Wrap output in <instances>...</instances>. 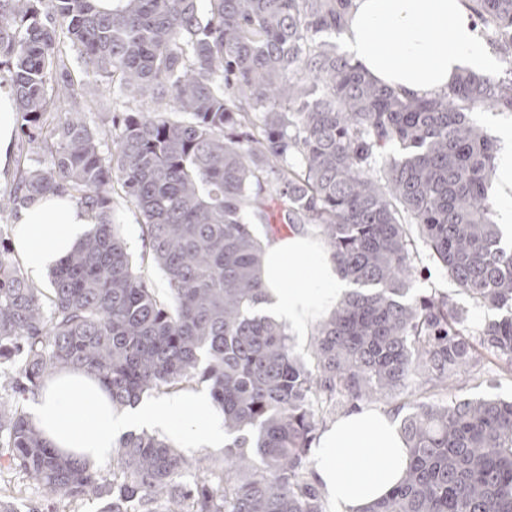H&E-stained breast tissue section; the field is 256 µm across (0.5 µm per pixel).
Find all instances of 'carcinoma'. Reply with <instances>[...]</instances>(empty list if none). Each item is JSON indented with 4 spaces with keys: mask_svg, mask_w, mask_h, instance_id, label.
I'll use <instances>...</instances> for the list:
<instances>
[{
    "mask_svg": "<svg viewBox=\"0 0 512 512\" xmlns=\"http://www.w3.org/2000/svg\"><path fill=\"white\" fill-rule=\"evenodd\" d=\"M465 2L507 75L465 71L418 98L328 39L353 0H0V73L49 155L18 169L0 217L65 194L96 225L47 294L0 240V365H15L0 370V461L49 496L97 490L108 512H326L312 447L337 400L447 392L480 349L511 374L512 247L487 194L497 144L472 115L512 113V0ZM76 64L112 94L110 150L82 113ZM116 184L165 297L131 260ZM412 225L465 295L508 314L472 334L448 298L412 294ZM290 232L319 238L353 286L309 362L260 311L264 243ZM64 368L97 376L117 407L208 382L224 453L129 433L107 481L48 448L20 407ZM401 432L400 484L363 512H512V402H415Z\"/></svg>",
    "mask_w": 512,
    "mask_h": 512,
    "instance_id": "cac0c4a2",
    "label": "carcinoma"
}]
</instances>
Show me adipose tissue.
<instances>
[{"mask_svg": "<svg viewBox=\"0 0 512 512\" xmlns=\"http://www.w3.org/2000/svg\"><path fill=\"white\" fill-rule=\"evenodd\" d=\"M342 40L369 77L411 96L437 95L462 71L483 74L495 65L463 0H353ZM14 224V254L34 277L59 266L93 228L84 209L52 195L19 207ZM262 281L268 310L298 330L347 288L328 254L297 235L266 245ZM27 404L50 448L92 467L120 437L142 428L173 439L188 456L224 446V417L206 393L181 391L119 409L94 376L67 370L46 378ZM313 459L339 512H360L399 484L409 448L392 415L362 408L321 433Z\"/></svg>", "mask_w": 512, "mask_h": 512, "instance_id": "obj_1", "label": "adipose tissue"}]
</instances>
